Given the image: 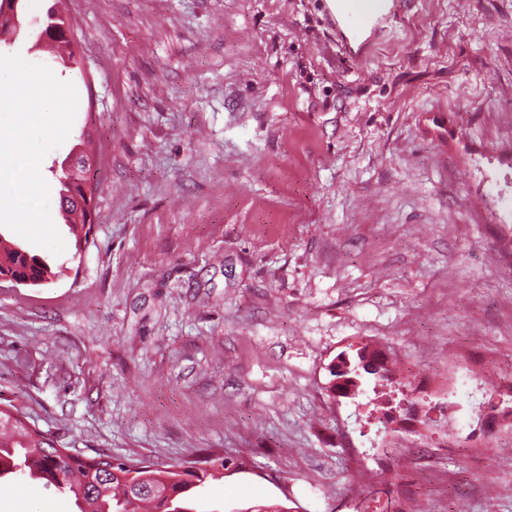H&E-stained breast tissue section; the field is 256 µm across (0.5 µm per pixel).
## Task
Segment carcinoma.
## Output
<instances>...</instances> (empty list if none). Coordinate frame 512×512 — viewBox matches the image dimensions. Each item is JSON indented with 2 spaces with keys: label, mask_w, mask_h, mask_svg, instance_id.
<instances>
[{
  "label": "carcinoma",
  "mask_w": 512,
  "mask_h": 512,
  "mask_svg": "<svg viewBox=\"0 0 512 512\" xmlns=\"http://www.w3.org/2000/svg\"><path fill=\"white\" fill-rule=\"evenodd\" d=\"M11 16L0 34H19L23 30L20 0H6ZM49 41L68 45L73 68L81 65L80 44L73 37L67 17L54 3L39 22ZM58 192H72L84 201L82 222L69 227L74 236L75 255L82 256L94 224V196H88L81 180L64 172L58 177ZM59 275L53 265L36 255L24 254L19 247L0 246V276L29 279L33 285H43ZM351 365L346 371L330 372L343 379L340 389L359 394L363 391L364 375L357 373L360 361L381 353L367 343L350 348ZM225 462H212L211 468L180 471L178 465L143 469L137 472L124 463H110L99 457L76 456L59 448L32 428L23 413L13 404L0 403V480L10 475H38V480L51 485L86 507L78 512H193L197 492L211 479L223 477Z\"/></svg>",
  "instance_id": "obj_1"
}]
</instances>
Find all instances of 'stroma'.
<instances>
[{"label": "stroma", "mask_w": 512, "mask_h": 512, "mask_svg": "<svg viewBox=\"0 0 512 512\" xmlns=\"http://www.w3.org/2000/svg\"><path fill=\"white\" fill-rule=\"evenodd\" d=\"M96 222L0 281V401L86 456L224 459L195 512H512V0H70ZM367 339L413 410L327 366ZM0 512H75L43 482ZM0 239V276H10L12 283L19 285L33 286L43 285L52 281L60 274L47 260L36 255H29L25 250L19 247H10L4 245ZM26 252V254L22 253ZM22 279H30L22 280Z\"/></svg>", "instance_id": "stroma-1"}]
</instances>
